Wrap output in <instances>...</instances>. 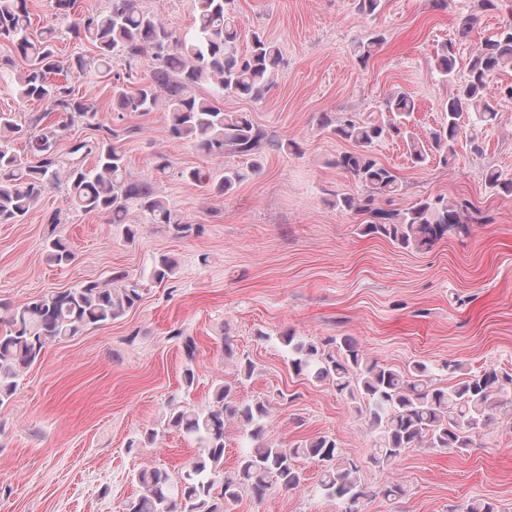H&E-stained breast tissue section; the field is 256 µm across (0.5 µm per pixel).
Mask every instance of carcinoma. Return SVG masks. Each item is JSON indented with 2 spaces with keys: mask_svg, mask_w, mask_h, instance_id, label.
Masks as SVG:
<instances>
[{
  "mask_svg": "<svg viewBox=\"0 0 512 512\" xmlns=\"http://www.w3.org/2000/svg\"><path fill=\"white\" fill-rule=\"evenodd\" d=\"M30 0H0V41L8 42L24 67L15 75L21 97L37 100L46 108L31 112L19 123L12 112H0V224H20L42 196L55 186H66L68 207L82 213L111 216L123 226L125 240L135 238L134 225L127 222L136 209L152 224H162L176 239L201 232L172 210L151 178L133 179L128 171L121 137L131 127L92 123L96 109L78 96L69 75L110 77L112 110L117 120L126 113L147 115L163 109L169 119L166 134L189 143L196 151L214 158L226 154L249 156L251 172L260 168L269 151L298 152L299 143L269 134L248 112H224L191 89L209 84L226 96L261 100L273 85L282 63L279 48L267 38L252 36L248 51L238 53L240 20L230 13L228 0H195L192 30L178 33L161 18L143 10L139 0H108L104 12H76L75 0H54L53 8L69 18V34L94 48L89 57L64 59L57 54L51 27L34 37L31 31ZM385 39L372 35L357 43L356 59L364 64L382 48ZM152 63L141 82L132 83L133 72L145 61ZM455 42L449 40L437 50L435 72L445 81L456 70ZM121 67L116 72L114 68ZM512 70V22L502 25L478 44L468 64L467 77L452 84L440 130L422 140L407 129L415 112V100L398 94L385 99L382 123L343 117L337 121L323 115L321 126L352 145L340 153L334 165L364 187L357 196L345 195L336 207L367 217L365 235L389 239L403 248L430 250L450 235L468 236L475 224L487 221L471 202L437 195L417 200L400 210L382 206L402 191L395 169L380 163L375 147L386 138L401 139L416 167H424L433 152L443 162L456 155L461 137L480 150L477 129L494 123L499 108L512 102V84L501 89L500 100L485 97L494 75ZM53 112L63 114V123H48ZM472 120L475 131L466 133L464 119ZM93 124L97 138L79 141L63 152L59 142L67 127ZM25 141L20 151L15 144ZM94 155V165L85 159ZM185 180L217 195H226L243 182L246 174L234 167L213 171L192 168L179 172ZM484 182L494 194L512 196V178L492 168ZM48 259L57 266L74 260L63 238L48 234ZM177 264L161 254L155 260L151 278L163 283L175 274ZM142 297V283L119 271L105 281L89 280L77 288L47 293L18 304L0 302V406L17 392L26 370L39 362L46 346L73 337L92 326L109 323L132 309ZM288 347L292 372L309 381L329 382L336 393L353 400L357 411L368 415L372 433L370 461L381 468L394 465L412 448L462 451L473 446L480 430L496 423L512 394V371L494 365L465 374L456 384H436L431 369L416 363L402 372L367 357L360 343L349 336L329 337L322 342L298 336L291 330L279 336ZM336 347L329 353L326 346ZM269 400L238 402L231 388L214 390L212 405L198 410L187 403L170 405L167 426L199 443V452L177 480L165 469L147 467L137 472L138 495L128 512H231L243 492L257 501L277 486L285 490L302 487L306 475L298 465L301 458L321 468L318 488L336 501L338 512H361L360 503L373 496L399 497L403 489L384 485L365 487L359 466L341 458L336 439L318 435L294 445L267 439L265 419ZM241 425L249 447L238 456L233 471L224 472V427ZM456 512H499L496 505L472 498Z\"/></svg>",
  "mask_w": 512,
  "mask_h": 512,
  "instance_id": "cac0c4a2",
  "label": "carcinoma"
}]
</instances>
